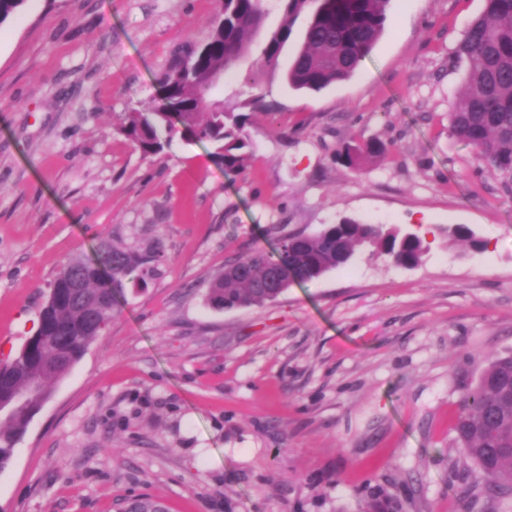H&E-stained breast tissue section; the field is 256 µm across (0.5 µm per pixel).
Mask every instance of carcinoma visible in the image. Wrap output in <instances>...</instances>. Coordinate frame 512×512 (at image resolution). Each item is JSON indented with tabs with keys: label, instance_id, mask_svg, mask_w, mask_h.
<instances>
[{
	"label": "carcinoma",
	"instance_id": "1",
	"mask_svg": "<svg viewBox=\"0 0 512 512\" xmlns=\"http://www.w3.org/2000/svg\"><path fill=\"white\" fill-rule=\"evenodd\" d=\"M26 0H0V25L19 13ZM221 18L201 43L188 41L175 53L159 79L161 103L124 113L120 131L145 156H156L184 130L214 147L213 156L227 173L247 165L251 142L245 127L268 109L257 95L233 105L208 98L217 79L248 59L251 67H276L293 33L295 19L309 18L301 45L289 60L288 84L296 90L320 91L348 78L371 53L385 30L392 0H274L280 25L254 44L268 14L269 0H221ZM454 56L467 64L461 93L449 103L450 134L471 146L512 188V0H485V8L463 33ZM249 111H244V108ZM385 154L379 142L347 144L337 160L352 169ZM342 229L325 226L315 235L293 233L281 241L284 254L256 250L236 257L208 283L206 301L217 310L261 305L293 283H307L341 267L366 242L398 264L420 263L419 237H405L380 224L344 218ZM143 260L110 244L97 263L65 264L52 286L80 277L81 292L71 301H47L36 331L18 353L0 361V399L23 407L0 413V470L31 420L29 410L50 398L49 382L65 377L85 348L112 322L123 281L142 273ZM456 441L476 470L462 478L467 494L482 485L492 501L512 495V355H492L476 384L465 389L454 423ZM122 512H165L141 498Z\"/></svg>",
	"mask_w": 512,
	"mask_h": 512
}]
</instances>
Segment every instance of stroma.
<instances>
[{"mask_svg":"<svg viewBox=\"0 0 512 512\" xmlns=\"http://www.w3.org/2000/svg\"><path fill=\"white\" fill-rule=\"evenodd\" d=\"M215 0H26L0 26V358L33 332L61 266L100 239L158 250L121 310L31 419L0 470V512H501L462 505V390L512 352V189L449 133L485 0H393L347 79L297 91L283 65L221 98L265 97L252 157L225 173L176 134L143 156L117 128L159 103L173 52L207 37ZM383 142L353 171L344 144ZM350 217L418 235L412 268L357 251L260 306L219 311L207 284L237 255ZM469 227L484 250L455 240Z\"/></svg>","mask_w":512,"mask_h":512,"instance_id":"stroma-1","label":"stroma"}]
</instances>
